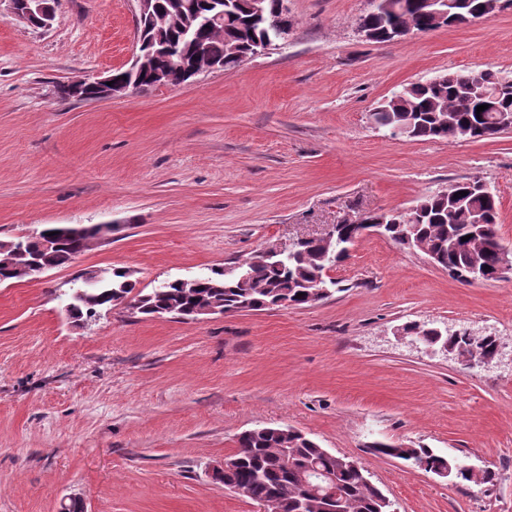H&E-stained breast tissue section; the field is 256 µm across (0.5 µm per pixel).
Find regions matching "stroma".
<instances>
[{
  "label": "stroma",
  "instance_id": "1",
  "mask_svg": "<svg viewBox=\"0 0 512 512\" xmlns=\"http://www.w3.org/2000/svg\"><path fill=\"white\" fill-rule=\"evenodd\" d=\"M134 0H56L49 29L0 16V239L112 224L69 266L0 284V512H264L215 480L246 430H299L360 460L395 512H512V275L464 283L371 235L315 305L203 320L75 324L87 270L138 287L193 279L365 212L404 211L480 177L512 248V132L397 142L369 114L404 86L487 67L512 79V9L390 42L356 30L371 0H288L294 25L242 66L177 87L59 101L57 83L128 65ZM408 322L496 336L467 369L394 334ZM424 446L493 483L375 454Z\"/></svg>",
  "mask_w": 512,
  "mask_h": 512
}]
</instances>
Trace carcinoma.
Listing matches in <instances>:
<instances>
[{"instance_id":"carcinoma-1","label":"carcinoma","mask_w":512,"mask_h":512,"mask_svg":"<svg viewBox=\"0 0 512 512\" xmlns=\"http://www.w3.org/2000/svg\"><path fill=\"white\" fill-rule=\"evenodd\" d=\"M179 8L171 0H156L158 13L164 21L148 32L154 47L165 41L178 45L182 58L188 62L193 57L204 61L224 63V69L235 68L228 59V48L236 45L251 51L258 41L279 21L280 0H263L264 13L259 18L254 14V0H234V8L224 13L223 22L203 30L195 38H182L184 18L194 14H208L225 0H177ZM491 0H461L459 12L465 17L489 14ZM357 24L373 32L375 41L387 42L389 34L413 25L415 31L426 33L437 29L433 18L425 13L403 11L381 13L370 10L357 19ZM166 70L169 85L184 82L182 74L170 66L167 56L158 54L154 66L142 73L139 84L142 90L155 87L153 72ZM482 81L491 90L485 100L488 108L478 113L479 102L465 96L467 89ZM389 111L377 112L382 122L412 124V139L436 140L458 138L455 128L445 123V114L453 113L460 125L471 130L493 132L491 124L496 113L512 112V79L487 68L448 74L443 82L420 83L407 93L406 105L388 104ZM477 179L458 181L444 191L432 193L418 201L421 208L419 219L412 224H394L388 228L391 240L401 246L417 248L424 246V253L436 264L454 274L465 271L474 263L488 266L484 270L485 280L495 279L496 247L498 241L461 238L469 235L470 228L451 219L454 204L460 202L468 209L479 212L485 223L497 228L499 200L489 197L476 187ZM467 192L465 196L455 193ZM51 232L52 247L44 248L39 243L17 252L0 250V278L12 281L11 272L36 261L51 269L69 265L73 256L88 249L101 239L103 231L99 224H55L43 228ZM352 233L349 224L336 232L332 249L336 263L346 257V239ZM324 245H305L290 256H282L263 262L255 256L235 265L247 268L250 277L242 282L222 267L194 279H168L144 292L136 288L131 273L122 266H115L102 274L90 291L88 299L82 301L75 316H94L102 309L117 306V302L132 298L138 304L139 314L144 317H164L175 313L184 320H193L199 311L214 307L222 314L242 311H261L274 307H306L320 300L310 298L312 284L326 264ZM302 297H297V294ZM377 454L400 459L413 468L425 472H442L463 489L472 485L490 484L495 473L490 470L474 471L457 458L445 457L430 448H404L400 445L375 442L371 445ZM351 459L321 447L302 432L284 427H261L242 432L237 438L235 451L224 457V473L220 481L226 486L243 489L244 495L262 505L265 512H386L383 506L385 495L374 483L362 480L360 472L350 465ZM320 469L336 476L335 490L338 499L324 491L309 497L308 507L301 508L299 479L310 469Z\"/></svg>"}]
</instances>
